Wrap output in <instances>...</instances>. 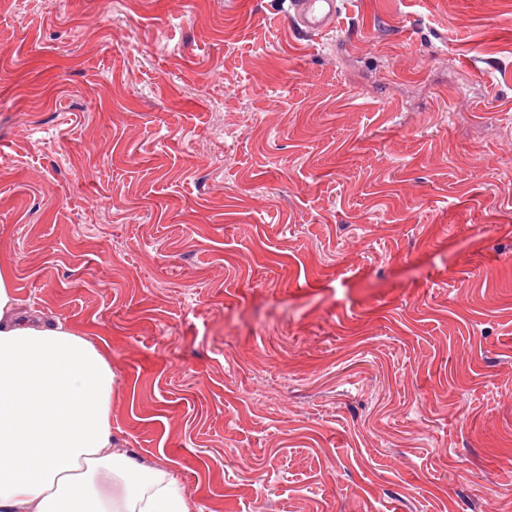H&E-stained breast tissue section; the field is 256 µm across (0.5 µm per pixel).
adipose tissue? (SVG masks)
<instances>
[{"mask_svg":"<svg viewBox=\"0 0 512 512\" xmlns=\"http://www.w3.org/2000/svg\"><path fill=\"white\" fill-rule=\"evenodd\" d=\"M115 374L87 336L16 305L0 269V512H190L169 470L112 438Z\"/></svg>","mask_w":512,"mask_h":512,"instance_id":"ef3b65f1","label":"adipose tissue"}]
</instances>
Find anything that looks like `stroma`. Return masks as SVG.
I'll use <instances>...</instances> for the list:
<instances>
[{
  "label": "stroma",
  "instance_id": "35a3bbf8",
  "mask_svg": "<svg viewBox=\"0 0 512 512\" xmlns=\"http://www.w3.org/2000/svg\"><path fill=\"white\" fill-rule=\"evenodd\" d=\"M0 0V265L191 512L512 507V0ZM342 0H290L294 12L291 27L303 38L323 34L336 25Z\"/></svg>",
  "mask_w": 512,
  "mask_h": 512
}]
</instances>
